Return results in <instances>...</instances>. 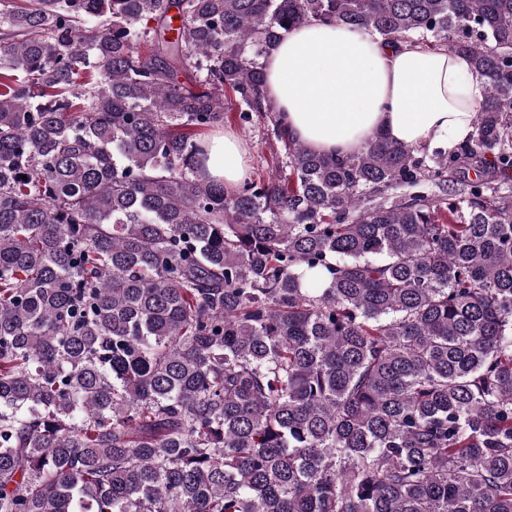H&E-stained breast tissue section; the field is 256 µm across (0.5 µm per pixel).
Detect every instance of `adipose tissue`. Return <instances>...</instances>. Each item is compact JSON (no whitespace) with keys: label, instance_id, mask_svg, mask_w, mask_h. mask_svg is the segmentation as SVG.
<instances>
[{"label":"adipose tissue","instance_id":"1","mask_svg":"<svg viewBox=\"0 0 512 512\" xmlns=\"http://www.w3.org/2000/svg\"><path fill=\"white\" fill-rule=\"evenodd\" d=\"M266 92L310 150L347 155L377 132L409 148L452 151L472 131L487 79L445 50L388 44L345 24L283 33L265 61ZM208 175L225 188L248 170L232 132L211 140Z\"/></svg>","mask_w":512,"mask_h":512}]
</instances>
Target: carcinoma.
Here are the masks:
<instances>
[{
  "label": "carcinoma",
  "mask_w": 512,
  "mask_h": 512,
  "mask_svg": "<svg viewBox=\"0 0 512 512\" xmlns=\"http://www.w3.org/2000/svg\"><path fill=\"white\" fill-rule=\"evenodd\" d=\"M310 23L467 56V142L290 137ZM510 181L512 0H0V512H512ZM235 107L224 116V126L215 128L207 133L212 138L218 133L224 136L210 140L206 169L208 175L217 182L223 183L227 189H234L246 177L249 168L250 176L264 179L273 178L279 173L273 166L277 144L267 135L266 119L254 116L253 122L241 126L237 120ZM245 149H243L239 139ZM246 164V166L243 163Z\"/></svg>",
  "instance_id": "obj_1"
}]
</instances>
